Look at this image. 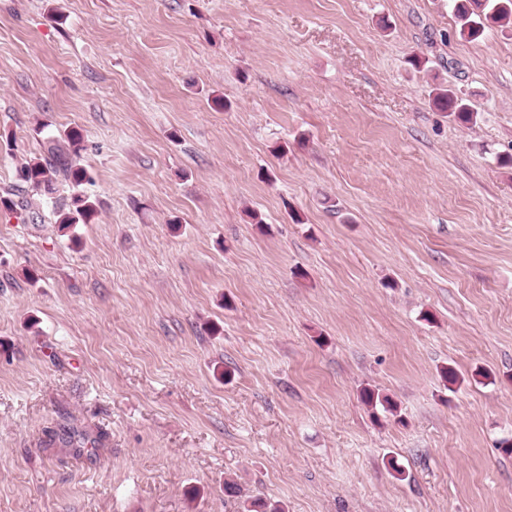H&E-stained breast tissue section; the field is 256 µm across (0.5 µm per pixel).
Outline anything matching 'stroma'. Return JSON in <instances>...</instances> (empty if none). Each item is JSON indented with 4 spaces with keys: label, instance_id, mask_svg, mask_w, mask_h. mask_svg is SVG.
Wrapping results in <instances>:
<instances>
[{
    "label": "stroma",
    "instance_id": "stroma-1",
    "mask_svg": "<svg viewBox=\"0 0 512 512\" xmlns=\"http://www.w3.org/2000/svg\"><path fill=\"white\" fill-rule=\"evenodd\" d=\"M71 131L94 220L0 209V512H512V27L0 0V196ZM437 91L435 101L440 108L448 110L450 114H454L455 117L464 122H470L474 119L473 110L452 89L439 88Z\"/></svg>",
    "mask_w": 512,
    "mask_h": 512
}]
</instances>
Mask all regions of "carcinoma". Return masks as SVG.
Masks as SVG:
<instances>
[{"label": "carcinoma", "instance_id": "obj_1", "mask_svg": "<svg viewBox=\"0 0 512 512\" xmlns=\"http://www.w3.org/2000/svg\"><path fill=\"white\" fill-rule=\"evenodd\" d=\"M453 12L459 34L464 39L476 40L483 35L490 25H512V0H453ZM436 104L454 114L455 117L470 122L474 112L453 90L440 88L435 96ZM81 138L77 134L67 136L65 144L58 142L48 149V156L34 157L24 163L19 176L28 184L31 191L45 196L55 193L59 179L79 187L91 180L85 168L79 164ZM96 215L93 201L81 193L72 197L70 208L57 212L56 223L66 229L73 224H88ZM363 403L371 408L382 405L387 410H394L388 397L373 389L362 391Z\"/></svg>", "mask_w": 512, "mask_h": 512}]
</instances>
